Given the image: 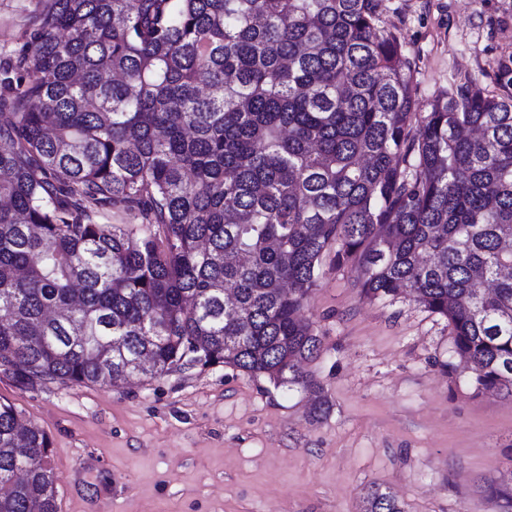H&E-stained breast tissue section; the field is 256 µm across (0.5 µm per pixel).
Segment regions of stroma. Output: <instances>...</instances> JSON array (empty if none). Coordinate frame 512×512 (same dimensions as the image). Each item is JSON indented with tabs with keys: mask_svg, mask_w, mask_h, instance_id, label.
Returning a JSON list of instances; mask_svg holds the SVG:
<instances>
[{
	"mask_svg": "<svg viewBox=\"0 0 512 512\" xmlns=\"http://www.w3.org/2000/svg\"><path fill=\"white\" fill-rule=\"evenodd\" d=\"M43 0H0V61ZM415 64L419 105L469 82L512 94V0H379ZM303 318L322 338L301 388L196 366L133 386L0 372V400L48 435L58 512H360L392 491L405 512H501L489 484L512 471V395L449 375L445 318L400 293L364 299L354 263H326Z\"/></svg>",
	"mask_w": 512,
	"mask_h": 512,
	"instance_id": "1",
	"label": "stroma"
}]
</instances>
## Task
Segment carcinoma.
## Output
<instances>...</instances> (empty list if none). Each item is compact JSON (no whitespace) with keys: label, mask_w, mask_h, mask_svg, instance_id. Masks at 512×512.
Listing matches in <instances>:
<instances>
[{"label":"carcinoma","mask_w":512,"mask_h":512,"mask_svg":"<svg viewBox=\"0 0 512 512\" xmlns=\"http://www.w3.org/2000/svg\"><path fill=\"white\" fill-rule=\"evenodd\" d=\"M378 2L45 0L0 65V366L103 385L202 354L318 392L301 311L334 247L367 300L448 320L449 375L511 394L512 97L440 92L411 134ZM0 512H57L50 441L4 402ZM362 512L404 508L374 485Z\"/></svg>","instance_id":"cac0c4a2"}]
</instances>
